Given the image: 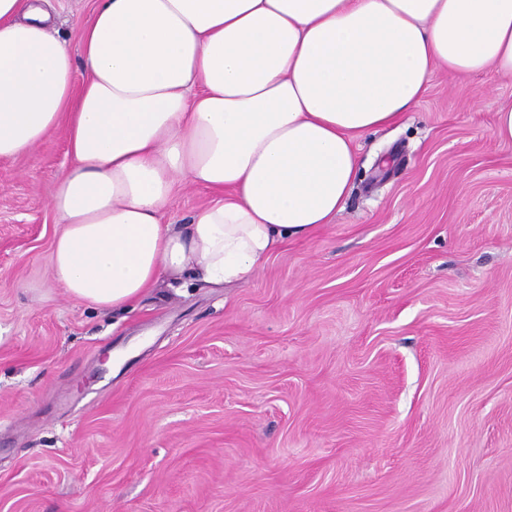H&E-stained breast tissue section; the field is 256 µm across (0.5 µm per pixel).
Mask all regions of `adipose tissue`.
<instances>
[{"instance_id": "obj_1", "label": "adipose tissue", "mask_w": 512, "mask_h": 512, "mask_svg": "<svg viewBox=\"0 0 512 512\" xmlns=\"http://www.w3.org/2000/svg\"><path fill=\"white\" fill-rule=\"evenodd\" d=\"M83 78L44 0H0V159L58 127L51 278L125 310L163 278L246 280L343 210L355 138L435 69L512 76V0H95ZM212 194L164 213L182 178Z\"/></svg>"}]
</instances>
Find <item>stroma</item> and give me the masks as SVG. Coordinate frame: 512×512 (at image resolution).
<instances>
[{"mask_svg":"<svg viewBox=\"0 0 512 512\" xmlns=\"http://www.w3.org/2000/svg\"><path fill=\"white\" fill-rule=\"evenodd\" d=\"M509 104L436 71L334 223L114 313L51 280L64 130L0 160V512H512Z\"/></svg>","mask_w":512,"mask_h":512,"instance_id":"stroma-1","label":"stroma"}]
</instances>
